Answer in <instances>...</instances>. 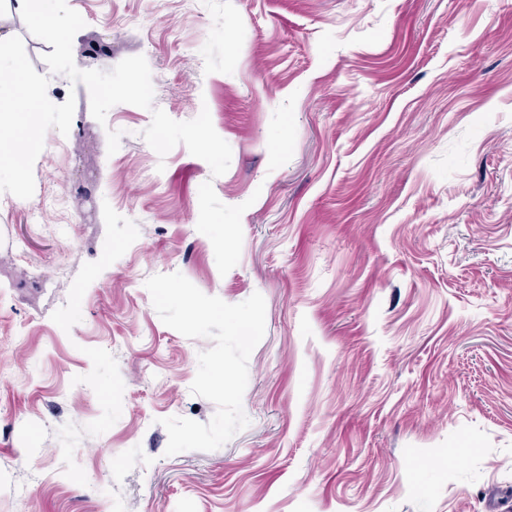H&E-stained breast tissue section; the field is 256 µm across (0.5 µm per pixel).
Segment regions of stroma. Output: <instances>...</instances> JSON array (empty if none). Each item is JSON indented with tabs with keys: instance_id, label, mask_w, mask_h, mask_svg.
<instances>
[{
	"instance_id": "stroma-1",
	"label": "stroma",
	"mask_w": 512,
	"mask_h": 512,
	"mask_svg": "<svg viewBox=\"0 0 512 512\" xmlns=\"http://www.w3.org/2000/svg\"><path fill=\"white\" fill-rule=\"evenodd\" d=\"M82 70L141 55L227 172L91 113L0 193V512H512V0H67ZM261 293L248 426L166 455L212 346L145 287Z\"/></svg>"
}]
</instances>
